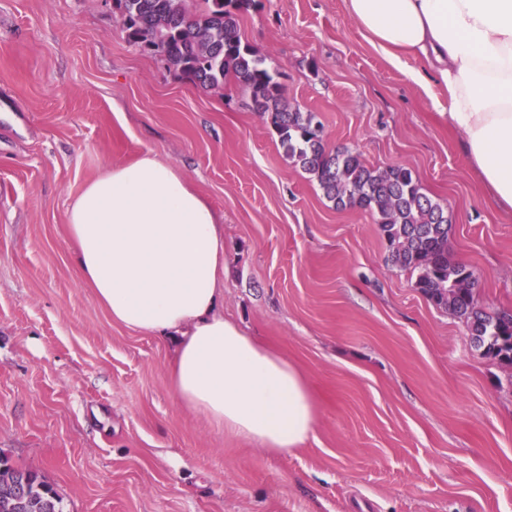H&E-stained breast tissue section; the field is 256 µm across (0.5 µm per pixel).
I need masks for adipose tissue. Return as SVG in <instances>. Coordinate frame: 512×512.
<instances>
[{
  "label": "adipose tissue",
  "mask_w": 512,
  "mask_h": 512,
  "mask_svg": "<svg viewBox=\"0 0 512 512\" xmlns=\"http://www.w3.org/2000/svg\"><path fill=\"white\" fill-rule=\"evenodd\" d=\"M393 66L425 61L448 93L459 138L498 209L512 211V0H345ZM68 224L82 279L114 321L172 338L175 397L225 431L286 455L313 435L303 374L218 308L224 226L153 154L112 167L74 198Z\"/></svg>",
  "instance_id": "ef3b65f1"
}]
</instances>
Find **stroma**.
I'll return each mask as SVG.
<instances>
[{"label":"stroma","mask_w":512,"mask_h":512,"mask_svg":"<svg viewBox=\"0 0 512 512\" xmlns=\"http://www.w3.org/2000/svg\"><path fill=\"white\" fill-rule=\"evenodd\" d=\"M241 33L329 147L409 167L447 203L452 261L512 309V213L448 130L446 91L364 41L345 0H257ZM222 217L219 308L304 375L315 431L289 455L180 403L168 339L114 322L67 212L145 153ZM238 86L204 90L130 45L113 0H0V450L66 512H512V364L386 260Z\"/></svg>","instance_id":"obj_1"}]
</instances>
